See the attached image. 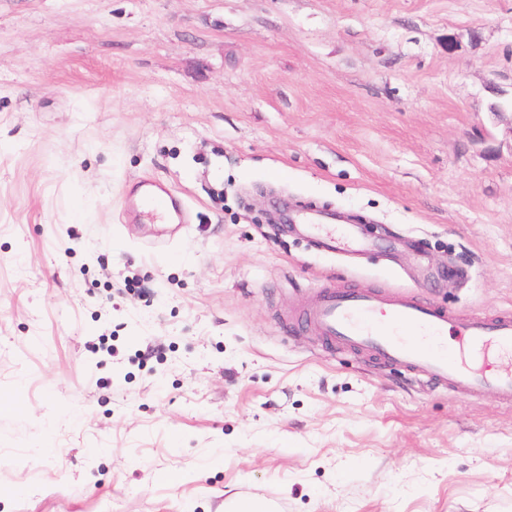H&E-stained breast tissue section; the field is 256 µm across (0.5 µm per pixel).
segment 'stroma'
Instances as JSON below:
<instances>
[{
  "label": "stroma",
  "instance_id": "1",
  "mask_svg": "<svg viewBox=\"0 0 512 512\" xmlns=\"http://www.w3.org/2000/svg\"><path fill=\"white\" fill-rule=\"evenodd\" d=\"M510 100L512 0H0V512H512V406L284 325L512 314ZM155 185L149 180L141 182L142 193L139 198H132L134 207L141 202L146 208H150L151 212L165 214L171 220L176 218L181 223V215L185 211V206L180 199L171 195L160 187L157 190L151 189ZM334 220L331 216H324L314 213L302 214L297 218H289L294 224H306V232L311 236H315L319 245L327 250H336L338 248H350L354 245L362 246L352 231L348 227H339L336 233L335 224H325ZM327 228L333 229L330 232H323Z\"/></svg>",
  "mask_w": 512,
  "mask_h": 512
}]
</instances>
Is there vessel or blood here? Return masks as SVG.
Returning <instances> with one entry per match:
<instances>
[{
  "instance_id": "obj_1",
  "label": "vessel or blood",
  "mask_w": 512,
  "mask_h": 512,
  "mask_svg": "<svg viewBox=\"0 0 512 512\" xmlns=\"http://www.w3.org/2000/svg\"><path fill=\"white\" fill-rule=\"evenodd\" d=\"M141 188L139 200L151 212L172 219L184 213L180 199L153 189L151 181H142ZM298 221L325 249L357 243L350 228L327 230V216L309 212ZM292 324L367 350L386 363L407 366L457 394L489 392L502 403H512V317L458 321L448 311L410 297L387 299L361 289L326 288L293 317Z\"/></svg>"
}]
</instances>
